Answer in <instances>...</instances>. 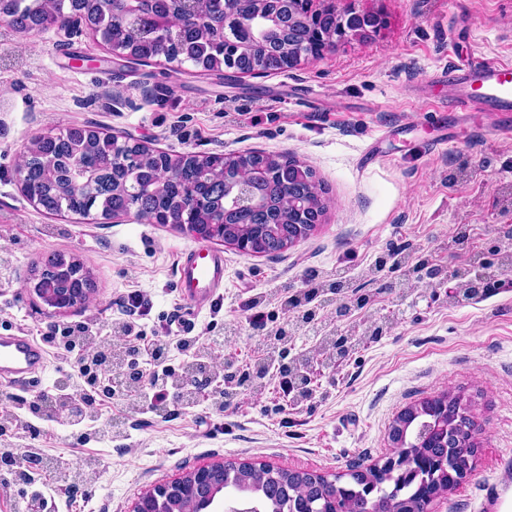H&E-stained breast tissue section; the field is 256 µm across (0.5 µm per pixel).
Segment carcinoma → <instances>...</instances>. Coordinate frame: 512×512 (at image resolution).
Masks as SVG:
<instances>
[{
  "label": "carcinoma",
  "instance_id": "obj_1",
  "mask_svg": "<svg viewBox=\"0 0 512 512\" xmlns=\"http://www.w3.org/2000/svg\"><path fill=\"white\" fill-rule=\"evenodd\" d=\"M74 15L80 16L88 31L110 48L137 59H164L182 66H201L221 72L232 57L224 46L236 39L249 59V69L261 74L284 71L300 62L317 58L337 34L336 15L313 0H0V21L20 33H40L52 26L62 27ZM349 36L373 26L370 14L352 13L344 20ZM296 162L286 154L270 155L252 151L243 154L210 153L171 155L145 146L129 145L114 151L109 132L73 126L52 135L36 136L21 154L25 190L45 214L60 218H87L95 213L104 220L127 214L146 224H171L192 232L197 224H237L242 232L258 241L256 253L277 256L286 250L279 239L265 235L258 225L301 224V215L288 205V164ZM257 173L275 207L269 220L224 213V182L241 173ZM293 193L306 196L313 207L325 210L315 172L304 166ZM59 256L48 258L40 270L59 279L68 289V300L93 286L90 275L76 260L66 271H58ZM336 281L325 280L305 290L304 304L291 301L285 307L298 310L301 322L315 320L316 311L307 303L321 292H335ZM292 333L279 331L276 345L265 354L288 359V375L296 374L289 359ZM95 370L80 382H57L54 391L41 394L42 402L27 405L33 419L49 422L45 402L63 408L70 398L87 396L95 388L102 367L122 374V362H114L111 347L82 331L71 336ZM345 335L323 327L316 345L302 353L299 361L320 359L323 366L336 365L334 351ZM212 362L210 353L196 348L185 363L182 376L171 379L185 404L195 402L187 384L195 367ZM225 390L236 387L262 390L261 376L239 373L224 365ZM462 398L451 393L424 398L405 408L390 426L393 456L379 468L363 473L354 469L336 476V481L309 473L275 469L266 465H224L217 484L225 492H247L257 499L262 512H336L345 503L370 500L384 509L392 504L400 512H412L428 494L443 495L458 485V443L465 440L473 421L459 409ZM11 415L0 416V454L13 455L19 444L13 441ZM215 486L194 485L185 495H173L159 512L175 506L187 508L206 501Z\"/></svg>",
  "mask_w": 512,
  "mask_h": 512
}]
</instances>
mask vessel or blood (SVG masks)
I'll list each match as a JSON object with an SVG mask.
<instances>
[{"label": "vessel or blood", "mask_w": 512, "mask_h": 512, "mask_svg": "<svg viewBox=\"0 0 512 512\" xmlns=\"http://www.w3.org/2000/svg\"><path fill=\"white\" fill-rule=\"evenodd\" d=\"M454 109L458 112H512V60L481 59L469 69H455ZM184 298L207 300L224 285V258L216 251H187L180 264ZM46 349L30 336H0V374L23 380L41 372Z\"/></svg>", "instance_id": "vessel-or-blood-1"}]
</instances>
